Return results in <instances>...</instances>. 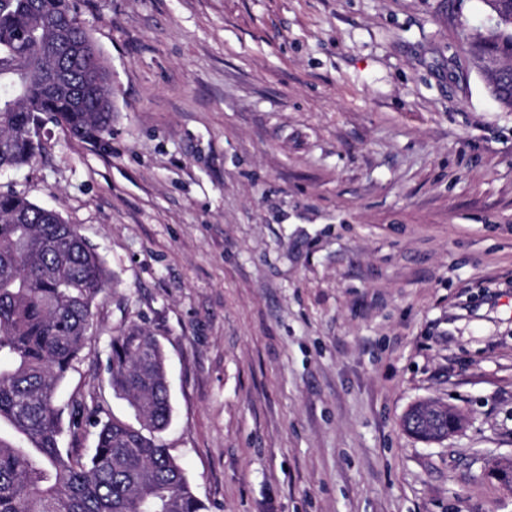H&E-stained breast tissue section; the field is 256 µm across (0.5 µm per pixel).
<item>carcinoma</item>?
<instances>
[{
	"label": "carcinoma",
	"mask_w": 512,
	"mask_h": 512,
	"mask_svg": "<svg viewBox=\"0 0 512 512\" xmlns=\"http://www.w3.org/2000/svg\"><path fill=\"white\" fill-rule=\"evenodd\" d=\"M485 19L462 20L458 40L500 107L512 111V74L487 76L482 63L512 64V0H481ZM100 86L87 89V71ZM111 79L103 51L73 0H0V170L29 164L50 121L97 144L112 127ZM104 258L55 210L0 193V512H202L185 469L160 440L172 406L166 355L148 332L112 338L107 370L134 416H102L96 401L62 382L83 358L92 306L111 286ZM69 421H64V412ZM96 428V446L79 440ZM70 444L62 446L64 435Z\"/></svg>",
	"instance_id": "carcinoma-1"
}]
</instances>
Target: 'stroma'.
Masks as SVG:
<instances>
[{
	"instance_id": "1",
	"label": "stroma",
	"mask_w": 512,
	"mask_h": 512,
	"mask_svg": "<svg viewBox=\"0 0 512 512\" xmlns=\"http://www.w3.org/2000/svg\"><path fill=\"white\" fill-rule=\"evenodd\" d=\"M99 144L47 124L0 192L112 278L60 389L116 414L114 336L167 357L207 512H512V112L461 49L481 0H75ZM459 410L439 442L416 402Z\"/></svg>"
}]
</instances>
